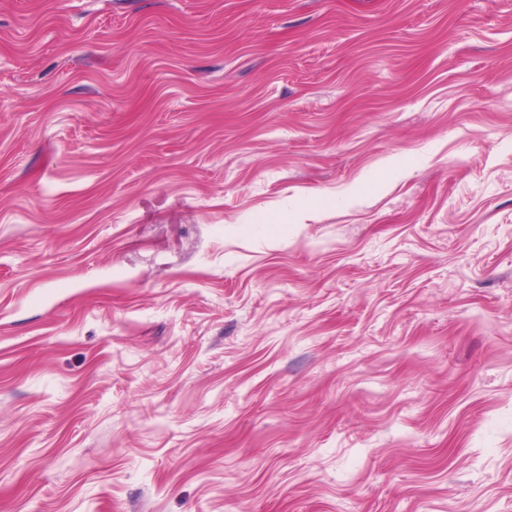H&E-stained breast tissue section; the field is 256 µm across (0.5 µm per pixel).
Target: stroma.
<instances>
[{"mask_svg": "<svg viewBox=\"0 0 512 512\" xmlns=\"http://www.w3.org/2000/svg\"><path fill=\"white\" fill-rule=\"evenodd\" d=\"M0 512H512V0H0Z\"/></svg>", "mask_w": 512, "mask_h": 512, "instance_id": "35a3bbf8", "label": "stroma"}]
</instances>
